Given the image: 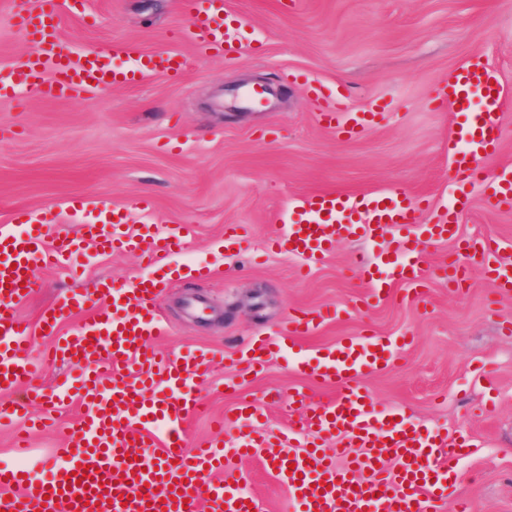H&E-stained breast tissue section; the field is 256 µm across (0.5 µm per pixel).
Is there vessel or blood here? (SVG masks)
<instances>
[{
	"label": "vessel or blood",
	"instance_id": "1",
	"mask_svg": "<svg viewBox=\"0 0 512 512\" xmlns=\"http://www.w3.org/2000/svg\"><path fill=\"white\" fill-rule=\"evenodd\" d=\"M58 14L53 0H37L20 18L30 49L20 67L0 70V91L20 86L35 100L92 99L110 86L134 81L135 73L114 68L107 55L73 56L60 39ZM184 38L205 55L232 51L234 29L224 6L193 13ZM181 66L177 52L161 50L141 61L140 70L173 77ZM445 95L459 117L448 136L453 178L469 184L485 175L486 162L500 146V114L512 100V88L477 56L450 77ZM321 118L336 134L352 138L377 115L329 103ZM492 189L494 206L512 207L511 167L494 175ZM72 208L84 218L80 238L52 246L41 234L20 237L0 228L1 390L35 375L26 360L32 330L14 313L36 286L31 262L53 266L82 257L83 244L90 242L104 251L134 250L147 264L167 267L189 235L188 227L177 226L161 237L148 224L135 235L122 232L126 213L105 200H78ZM421 211L420 201L396 190L317 193L283 217L275 244L311 265L339 240L390 237L392 247L379 262H357L369 306L387 300L393 285L416 286L425 278L420 236L456 237V208H449L447 222L437 224L421 223ZM465 247L489 264L496 292L511 294L512 264L499 262L500 243L474 239ZM160 293L157 280L139 278L124 298L103 279L85 293L63 297L43 315L40 330L52 343L50 361L67 362L81 373L79 381L57 382L48 403L55 409L76 400L84 412L56 449L60 465L50 478L32 480L24 468L0 470V512H50L60 502L67 512H256L250 496L218 473L224 457H244L258 448L305 512H426L427 504L447 500L448 476L440 472L439 458L457 459L466 439L459 432L420 429L398 409H375L364 380L395 357L391 339L383 336L349 338L324 350L316 364H301L312 382L335 386L336 397L323 402L296 393L297 419L280 436L258 430L261 406L250 400L238 403L230 417L250 427L236 445L226 449L211 441L187 448L183 425L201 406L188 388L210 370L212 359L188 348L159 368L152 342L160 333L153 315ZM77 310L83 313L80 321L59 333V324ZM335 317L332 307L290 313L278 337L253 339L240 362L249 371L264 367L273 348L287 347ZM103 362L111 365V376L100 372ZM325 440L335 441V457L320 453L317 444ZM353 446L360 454L350 455Z\"/></svg>",
	"mask_w": 512,
	"mask_h": 512
}]
</instances>
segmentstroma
Segmentation results:
<instances>
[{
    "mask_svg": "<svg viewBox=\"0 0 512 512\" xmlns=\"http://www.w3.org/2000/svg\"><path fill=\"white\" fill-rule=\"evenodd\" d=\"M30 8V0H0V69L16 66L30 47L15 24ZM227 9L244 20L235 47L204 56L181 37L191 0H87L84 14H60L59 33L73 54L101 51L127 70L140 54L171 48L184 57L183 72L148 75L92 101H31L20 87L0 99V226L27 233L16 217L29 211L75 236L81 218L71 203L108 198L128 209V232L150 222L162 234L191 227L175 262L211 270L207 278L170 281L134 254L89 244L81 270H34L38 286L17 305L18 318L38 325L61 298L103 278L118 288L145 275L161 280L155 346L162 361L187 346L215 361L193 388L203 410L188 422L191 444L213 439V418L244 400L260 402L267 433H281L296 418L295 389L319 400L336 395L334 386L305 379L298 360L316 362L324 349L365 331L408 337L395 363L367 378V390L420 427L466 434L469 447L453 463L440 512H456L460 499L468 512H512V297L495 294L480 257L463 245L422 242L428 277L419 296L394 288L387 302L339 315L272 354L262 370L241 376L232 366L250 337L275 334L294 310L360 299L356 257L389 246L385 239L342 242L310 269L268 249L280 213L301 197L397 188L422 200L426 222L442 220L456 191L444 86L479 54L512 87V0H228ZM308 82L339 91L353 110H383L358 137L337 138L320 124ZM463 191L462 237L505 243L500 256L512 262V210L492 208L482 186ZM228 224L245 230L229 252ZM451 259L468 286L438 277ZM81 413L68 403L41 413L33 429L0 405V469L22 457L31 474L47 476L60 436ZM224 476L261 512H295L263 453L230 459Z\"/></svg>",
    "mask_w": 512,
    "mask_h": 512,
    "instance_id": "1",
    "label": "stroma"
}]
</instances>
